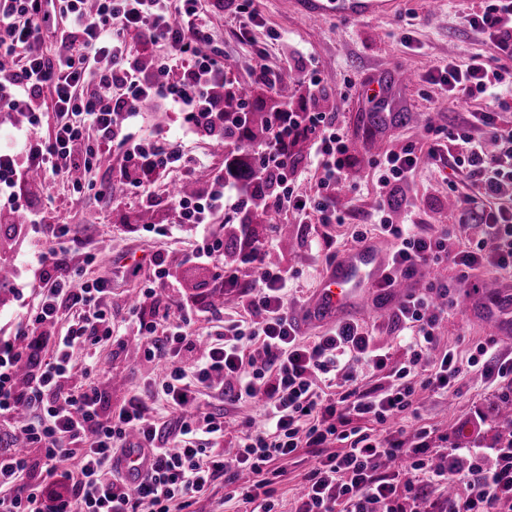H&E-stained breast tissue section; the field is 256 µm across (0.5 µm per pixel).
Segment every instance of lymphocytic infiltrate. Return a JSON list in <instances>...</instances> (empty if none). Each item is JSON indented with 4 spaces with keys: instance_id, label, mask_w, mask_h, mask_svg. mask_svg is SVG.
Instances as JSON below:
<instances>
[{
    "instance_id": "1",
    "label": "lymphocytic infiltrate",
    "mask_w": 512,
    "mask_h": 512,
    "mask_svg": "<svg viewBox=\"0 0 512 512\" xmlns=\"http://www.w3.org/2000/svg\"><path fill=\"white\" fill-rule=\"evenodd\" d=\"M226 11L238 41L248 43L259 19L256 0H63L59 7L53 0H0V59L10 61L0 66V112L27 118L0 147V197L13 207L44 194L50 177L63 176L80 197L90 192L110 202L118 184L149 202L170 174L190 176L188 143L223 135L225 112L244 111L241 101L225 102L224 60L211 49L208 16ZM462 20L485 35L486 50L466 64L430 70L424 80L449 102L483 101L512 84V0H469ZM50 33L59 43L51 57L43 49ZM153 46L164 53L148 72L141 60ZM291 78L310 96L321 91L315 71L287 62L256 65L250 83L274 91ZM149 103L177 114L178 126L144 133ZM48 109L57 123L44 135ZM90 128L98 133L93 143L86 138ZM302 132L312 139L311 164L319 172L312 194L300 192L289 152ZM427 132L429 159L448 158L457 227L426 234L415 208L408 222H392L385 200L411 183L420 157L412 144L386 153L378 163L376 202L355 234L362 245L373 230L392 242L378 283L383 292L422 265H449L460 284L485 265L512 270V125L484 104L463 124ZM115 152L121 163L113 178L87 182L86 174ZM246 153L255 183L270 186L268 206L277 216L298 224L345 222L336 191L348 178L352 153L335 114L282 104L268 138ZM461 182L466 189L460 193ZM249 196L220 169L204 189L168 196L172 222L195 225L202 238L189 263L208 271L214 287L237 292L244 314L225 323L223 335H201L198 324L211 308L186 296L182 273L165 255H152L153 281L131 307L129 322L144 359L164 367L115 411L97 387L67 384L74 350L126 345L104 302L111 279L88 280L82 267L72 266L77 253L84 264L95 260L79 225L44 224L37 210L28 224L16 225L18 237L39 225L47 234L29 240L30 266L19 269L12 286L18 296L35 290L38 302L19 305L14 335L0 337V428L24 442L20 449H0V512H190L198 493L218 480L225 500H237L243 512H277L278 464L302 452L313 462L295 512H420L423 501L427 512H512V445L501 444L495 466L484 467L481 449L440 445L415 400L420 389L458 393L467 365L480 367L489 386L512 388V357L500 355L493 339L465 356L441 348L455 300L439 280L408 295L394 314L409 333L407 357L398 365L354 319L302 336L288 311L294 274L266 264L268 240L246 233L243 247L254 276L245 282L226 269L223 243L213 236L215 220L243 213ZM462 235L467 245L453 247ZM66 314L74 317L70 329L56 335ZM23 363L28 383L21 389L15 376ZM361 365L389 371L391 384L361 386ZM216 394L260 405L263 423L211 412ZM230 434L236 452L227 458L219 447ZM128 448L151 455L141 481L127 480L118 467ZM35 449L47 473L60 477V491L47 494L34 483ZM463 455L464 467L458 464Z\"/></svg>"
}]
</instances>
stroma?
Returning a JSON list of instances; mask_svg holds the SVG:
<instances>
[{
	"mask_svg": "<svg viewBox=\"0 0 512 512\" xmlns=\"http://www.w3.org/2000/svg\"><path fill=\"white\" fill-rule=\"evenodd\" d=\"M430 0H396L387 15L366 20H339L333 17L317 20L307 16L286 0H260L261 25L253 32L252 45L239 44L227 19L212 16L214 45L228 56L225 79L229 83L247 81L257 59L255 49L266 51L269 66H278L285 55L315 59L325 85L318 99L300 92L293 99L295 108H318L338 112L339 121L358 150L341 192L351 201L352 215L343 224H293L288 238L279 242L267 256L269 263L293 268L297 272L295 292L289 301L292 313H301L308 305L329 269L324 252L315 239L329 236L336 242L339 254L354 250L353 236L358 229L359 213L370 210L376 199L378 173L373 165L385 151L406 144L420 143L428 123L447 125L449 117L464 120L474 105L462 102L449 107L435 86L421 77L434 65L453 60L465 63L484 50L482 35L460 22L463 0H441L439 10L429 7ZM415 72L419 80L405 84L399 69ZM383 74L384 84L397 112L409 113L408 121L387 123L383 130L370 127L367 117L371 104L364 84L366 76ZM446 167L424 160L410 193L415 198L420 216L430 229L451 224L455 220V194L448 188ZM35 208L45 212L52 224L81 225L92 249L98 253L96 264L86 266L89 279L111 277L112 294L107 303L112 308L116 329H124L127 301L145 280L144 275L129 273L132 260L148 262L151 254L163 250L169 255L185 257L196 244L195 230L179 226L168 238L153 236L136 223V213L145 206L134 196H117L111 203L97 202L93 196L76 199L69 181L58 178L49 184L47 193L35 201ZM471 288L462 292L460 305L448 314L444 328V345L460 353L488 338H496L503 354L512 356V334L493 336L487 317L493 309L490 301L495 284L512 288V273L486 267L474 270ZM399 296L375 297L373 303L355 311V318L372 333L375 343L389 350L393 360L406 356L400 329L392 320ZM96 357L110 368L106 377L86 369L85 351L73 353L70 384L95 385L108 396L110 408H117L130 392L151 378L153 366L146 361L132 362L125 352L104 344ZM453 398L429 391H418L416 398L421 415L437 434L447 436L449 447H493L505 434V423L497 407L504 389L487 386L479 371L469 372Z\"/></svg>",
	"mask_w": 512,
	"mask_h": 512,
	"instance_id": "stroma-1",
	"label": "stroma"
}]
</instances>
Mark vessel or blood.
Returning a JSON list of instances; mask_svg holds the SVG:
<instances>
[{"mask_svg":"<svg viewBox=\"0 0 512 512\" xmlns=\"http://www.w3.org/2000/svg\"><path fill=\"white\" fill-rule=\"evenodd\" d=\"M393 0H306L313 16L336 15L348 19L378 17L391 11ZM387 247L368 244L346 254L324 277L309 306L311 322H329L365 304L369 288L381 279L387 266Z\"/></svg>","mask_w":512,"mask_h":512,"instance_id":"b4317fda","label":"vessel or blood"}]
</instances>
